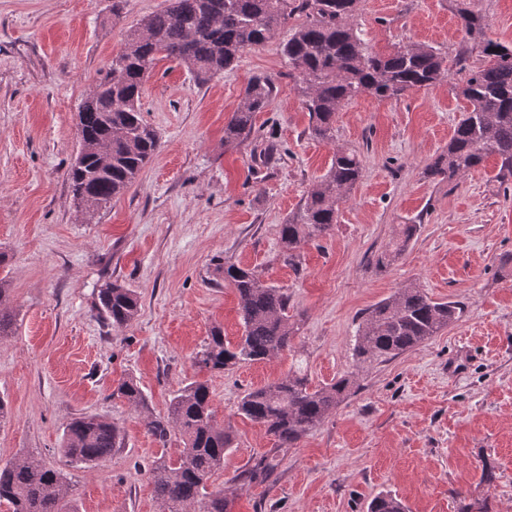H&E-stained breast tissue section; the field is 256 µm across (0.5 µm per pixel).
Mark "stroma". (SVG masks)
I'll return each mask as SVG.
<instances>
[{
  "instance_id": "1",
  "label": "stroma",
  "mask_w": 512,
  "mask_h": 512,
  "mask_svg": "<svg viewBox=\"0 0 512 512\" xmlns=\"http://www.w3.org/2000/svg\"><path fill=\"white\" fill-rule=\"evenodd\" d=\"M457 0H361L356 27L373 50L424 44L455 55ZM169 0H0V285L13 319L0 338V464L30 451L64 471L80 512H159L144 469L177 458L178 436L158 442L113 389L138 383L153 415L173 391L207 382L235 446L211 479L231 512H366L379 493L409 512H512V178L489 157L458 186L426 177L468 104L454 83L400 99L362 95L336 114L333 141L310 118L277 33L205 86L176 61L148 74L140 98L162 148L110 206L84 220L68 170L78 112L127 30ZM488 38L512 44V0H475ZM256 76L275 85L254 138L224 147V124ZM275 159L263 158L267 143ZM356 151L362 177L332 230L303 246L301 265L279 257L278 226L336 150ZM419 230L386 270L374 264L402 225ZM257 269L286 289L301 329L277 358L225 373L194 356L213 327L242 333L224 263ZM133 289L139 312L117 329L96 309L102 285ZM458 302L440 335L395 359L357 369L362 312L406 284ZM297 367L311 385L349 376L350 395L297 447L269 485L232 478L275 441L238 415L244 393ZM112 418L124 443L92 469L68 466L63 428L83 415ZM493 480H486L485 470Z\"/></svg>"
}]
</instances>
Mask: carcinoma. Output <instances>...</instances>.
Wrapping results in <instances>:
<instances>
[{"label": "carcinoma", "mask_w": 512, "mask_h": 512, "mask_svg": "<svg viewBox=\"0 0 512 512\" xmlns=\"http://www.w3.org/2000/svg\"><path fill=\"white\" fill-rule=\"evenodd\" d=\"M359 0H170L169 7L140 20L127 33L124 48L112 56L79 112L78 137L84 143L82 163L69 171L73 198L91 203L90 214L107 208L138 177L160 150L158 132L143 119L140 97L146 76L158 55L183 65L199 86L234 69L242 53L260 46L285 29L281 51L298 74L297 91L310 116V134L334 139L336 112L364 94L398 99L429 89L453 77L459 59L425 45H400L387 54L372 51L354 27ZM467 51L480 64L467 70L457 84L470 108L454 127L448 147L426 168L430 178L452 184L495 155L499 175L512 177V45L486 37L483 15L466 3L458 9ZM273 85L252 78L243 102L224 124V147L235 148L251 139L256 114L271 104ZM112 145V165L100 166L92 148ZM357 153L338 150L326 173L308 189L296 211L278 231L285 262L292 265L297 251L325 236L336 224L361 177ZM419 231L404 224L398 237L375 259L380 271L393 264ZM238 297L241 336L224 341L219 327L194 357L215 373L242 364L269 361L290 349L300 321L288 315V292L262 279L253 269L230 264L218 268ZM0 287V338L9 335L13 316L3 303ZM98 309L114 328H126L139 311L134 290L107 283L98 292ZM461 307L437 301L417 286H404L368 309L362 316L352 348L359 363L387 362L427 342L452 325ZM352 382L341 377L311 387L297 371L251 389L241 398L237 414L261 425L273 436L272 454L254 459L233 477L240 485H263L279 466V452L294 448L319 426L350 394ZM114 395L141 418L147 430L165 442L181 436L184 447L174 460H154L146 470L160 512H229L222 490L210 489L212 474L224 467V455L234 448L230 428L219 424L209 386L192 381L171 397L166 416L148 412L146 396L132 379L121 382ZM122 445L117 424L105 417L83 415L66 423L60 451L68 465L92 468ZM9 512H79L62 471L47 467L31 453L0 467V505ZM367 512H406L390 493H379Z\"/></svg>", "instance_id": "1"}]
</instances>
